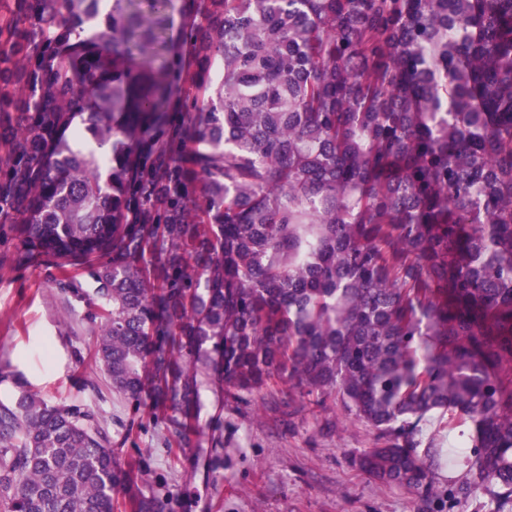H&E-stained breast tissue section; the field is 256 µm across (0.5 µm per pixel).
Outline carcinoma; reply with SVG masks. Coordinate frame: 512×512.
<instances>
[{"label": "carcinoma", "instance_id": "cac0c4a2", "mask_svg": "<svg viewBox=\"0 0 512 512\" xmlns=\"http://www.w3.org/2000/svg\"><path fill=\"white\" fill-rule=\"evenodd\" d=\"M12 2L0 214L20 259L83 265L112 388L181 448L203 376L332 400L417 512H512V0H204L180 151L155 137L173 0L90 32L103 0ZM432 413L462 437L446 488ZM128 477L92 412L0 401V512H113Z\"/></svg>", "mask_w": 512, "mask_h": 512}]
</instances>
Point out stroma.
<instances>
[{"mask_svg": "<svg viewBox=\"0 0 512 512\" xmlns=\"http://www.w3.org/2000/svg\"><path fill=\"white\" fill-rule=\"evenodd\" d=\"M18 247L17 225L0 220V400L20 379L49 403L94 413L132 471L117 512H134L143 494L176 500L174 512H414L415 492L352 463L373 447V432L296 393L238 399L205 385L196 447L168 444L162 420L115 393L96 361L99 320L84 268L60 269L44 257L24 262ZM213 457L219 469L210 468Z\"/></svg>", "mask_w": 512, "mask_h": 512, "instance_id": "35a3bbf8", "label": "stroma"}]
</instances>
